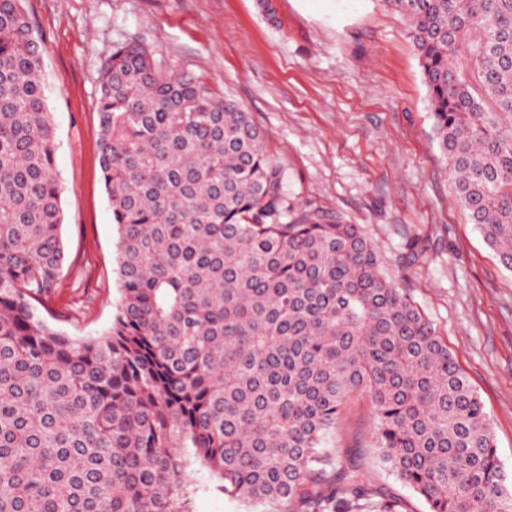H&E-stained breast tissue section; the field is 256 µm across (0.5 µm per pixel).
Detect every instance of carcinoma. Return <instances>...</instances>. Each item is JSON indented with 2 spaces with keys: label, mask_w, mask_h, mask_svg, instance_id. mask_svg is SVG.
I'll return each instance as SVG.
<instances>
[{
  "label": "carcinoma",
  "mask_w": 512,
  "mask_h": 512,
  "mask_svg": "<svg viewBox=\"0 0 512 512\" xmlns=\"http://www.w3.org/2000/svg\"><path fill=\"white\" fill-rule=\"evenodd\" d=\"M408 22L456 201L512 269V0H382ZM43 48L0 0V512H191L181 449L282 512H403L327 447L368 395L379 463L426 512H512L485 405L356 224L293 210L238 103L140 40L100 70L123 299L74 339Z\"/></svg>",
  "instance_id": "carcinoma-1"
}]
</instances>
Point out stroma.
Returning <instances> with one entry per match:
<instances>
[{
	"label": "stroma",
	"instance_id": "1",
	"mask_svg": "<svg viewBox=\"0 0 512 512\" xmlns=\"http://www.w3.org/2000/svg\"><path fill=\"white\" fill-rule=\"evenodd\" d=\"M44 47L62 186L64 262L37 308L73 338L112 326L122 301L118 234L99 165L98 76L139 37L250 113L288 200L318 206L372 241L383 274L434 324L490 415L512 481V270L452 200L428 90L405 21L380 0H25ZM373 406L356 398L333 443L359 448L372 485L424 503L375 458ZM193 512H246L198 469Z\"/></svg>",
	"mask_w": 512,
	"mask_h": 512
}]
</instances>
